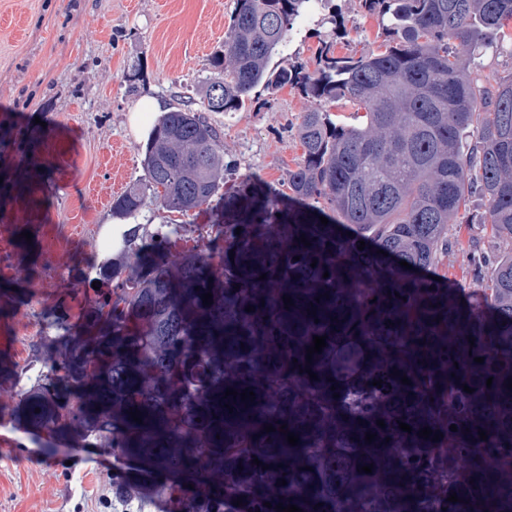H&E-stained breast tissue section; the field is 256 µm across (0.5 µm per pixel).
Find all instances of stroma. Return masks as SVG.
Listing matches in <instances>:
<instances>
[{
    "label": "stroma",
    "mask_w": 512,
    "mask_h": 512,
    "mask_svg": "<svg viewBox=\"0 0 512 512\" xmlns=\"http://www.w3.org/2000/svg\"><path fill=\"white\" fill-rule=\"evenodd\" d=\"M349 31L337 40L325 9L308 12L291 34L284 65L308 60L319 42L359 54L379 43L378 24L359 0H332ZM233 0H0V225H29L30 247L18 239L0 245V335L28 322L51 336L92 331L99 296L94 276L96 241L85 234L77 251L48 254L47 225L100 224L112 216L119 186L144 172L145 139L127 115L141 99L159 111L199 102L211 58L223 50ZM312 103L285 88L260 95L238 112H213L220 148L233 184L248 179L291 207L286 174L302 156L291 129ZM222 201L173 216L146 205L139 224L169 220L194 228L221 219ZM460 246L439 258L438 273L465 293L480 274L469 262L470 241L493 255L507 245L474 223ZM62 267L69 282L46 285V265ZM11 434L24 440L23 457L0 459V512H110L112 465L106 448H73L69 440L44 448L20 412Z\"/></svg>",
    "instance_id": "35a3bbf8"
}]
</instances>
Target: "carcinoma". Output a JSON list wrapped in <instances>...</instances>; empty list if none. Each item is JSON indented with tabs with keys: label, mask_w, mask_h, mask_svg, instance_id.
I'll return each mask as SVG.
<instances>
[{
	"label": "carcinoma",
	"mask_w": 512,
	"mask_h": 512,
	"mask_svg": "<svg viewBox=\"0 0 512 512\" xmlns=\"http://www.w3.org/2000/svg\"><path fill=\"white\" fill-rule=\"evenodd\" d=\"M329 2L234 0L213 60L224 76L207 79L200 108L162 116L143 182L112 203L121 216L148 202L168 213L208 203L224 154L205 113L290 87L314 101L287 177L303 207L241 188L220 269L188 257L175 277L164 250L182 225H168L152 272L112 271L102 324L62 337L53 400L35 396L24 417L116 443V463L143 460L150 480L171 466L190 473L206 498L183 486L174 512H512V250L484 260L482 308L448 276L423 275L453 247L448 225L462 229L475 195L481 223L512 241V75L482 83L462 51L512 48V0H360L381 31L376 49L341 55L322 41L308 62L273 65L295 24ZM339 105L351 122L335 120ZM315 336L326 347L308 361ZM247 389L255 400H241ZM425 427L440 440L419 436ZM401 486L410 491L392 493Z\"/></svg>",
	"instance_id": "carcinoma-1"
}]
</instances>
